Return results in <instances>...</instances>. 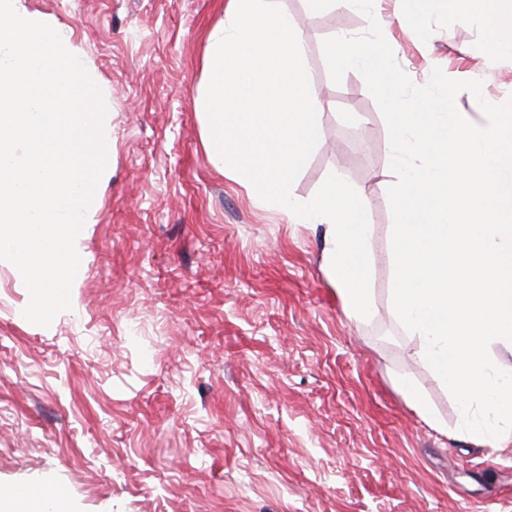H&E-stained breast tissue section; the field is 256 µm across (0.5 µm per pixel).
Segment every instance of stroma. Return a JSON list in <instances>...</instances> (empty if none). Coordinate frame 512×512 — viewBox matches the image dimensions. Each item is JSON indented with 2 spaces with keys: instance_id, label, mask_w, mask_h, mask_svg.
Masks as SVG:
<instances>
[{
  "instance_id": "35a3bbf8",
  "label": "stroma",
  "mask_w": 512,
  "mask_h": 512,
  "mask_svg": "<svg viewBox=\"0 0 512 512\" xmlns=\"http://www.w3.org/2000/svg\"><path fill=\"white\" fill-rule=\"evenodd\" d=\"M278 2L323 102L293 191L337 170L369 199L371 316L346 317L320 230L209 160L206 52L227 0H21L98 77L112 161L72 311L30 323L19 271L0 264V485L64 490L71 512H512V443L456 437L455 399L393 315L386 122L358 71L332 82L322 49L368 20ZM394 10L384 0L413 84L437 67L482 81V99H456L472 118L512 98V54L489 53L485 22Z\"/></svg>"
}]
</instances>
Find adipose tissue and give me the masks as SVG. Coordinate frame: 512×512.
<instances>
[{"label":"adipose tissue","mask_w":512,"mask_h":512,"mask_svg":"<svg viewBox=\"0 0 512 512\" xmlns=\"http://www.w3.org/2000/svg\"><path fill=\"white\" fill-rule=\"evenodd\" d=\"M420 11L440 9L449 19L463 17L489 20L490 49L512 51V0H414ZM0 512H69L64 492L44 496L36 487L0 485Z\"/></svg>","instance_id":"obj_1"}]
</instances>
